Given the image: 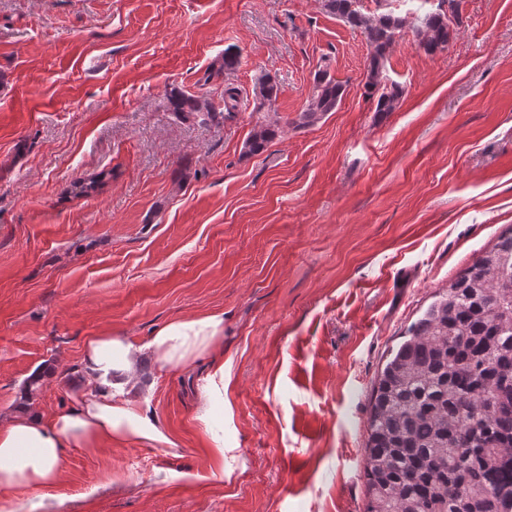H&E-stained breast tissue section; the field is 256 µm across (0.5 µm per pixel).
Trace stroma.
Wrapping results in <instances>:
<instances>
[{"instance_id":"stroma-1","label":"stroma","mask_w":512,"mask_h":512,"mask_svg":"<svg viewBox=\"0 0 512 512\" xmlns=\"http://www.w3.org/2000/svg\"><path fill=\"white\" fill-rule=\"evenodd\" d=\"M230 47L240 65L205 81ZM368 62L323 0H0V416L43 367L31 405L72 409L91 337L141 345L172 319L224 315L191 365L144 367L170 444L66 449L56 486L9 490L18 512H361L389 350L512 233V0H464L433 56L405 28L386 61L396 112L365 98ZM322 67L341 102L291 128ZM228 84L241 105L222 124L166 107L171 89ZM272 113L284 134L244 155ZM215 360L220 482L196 418Z\"/></svg>"}]
</instances>
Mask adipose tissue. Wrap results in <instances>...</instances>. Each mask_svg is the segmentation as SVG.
Returning a JSON list of instances; mask_svg holds the SVG:
<instances>
[{
    "label": "adipose tissue",
    "instance_id": "obj_1",
    "mask_svg": "<svg viewBox=\"0 0 512 512\" xmlns=\"http://www.w3.org/2000/svg\"><path fill=\"white\" fill-rule=\"evenodd\" d=\"M223 333V314L212 313L171 320L143 345L121 336L91 339L82 361L90 391L76 408L48 421L25 406L0 420V489L55 486L68 448L168 442L147 398L154 384L142 374L143 363L161 368L188 365L216 345Z\"/></svg>",
    "mask_w": 512,
    "mask_h": 512
}]
</instances>
